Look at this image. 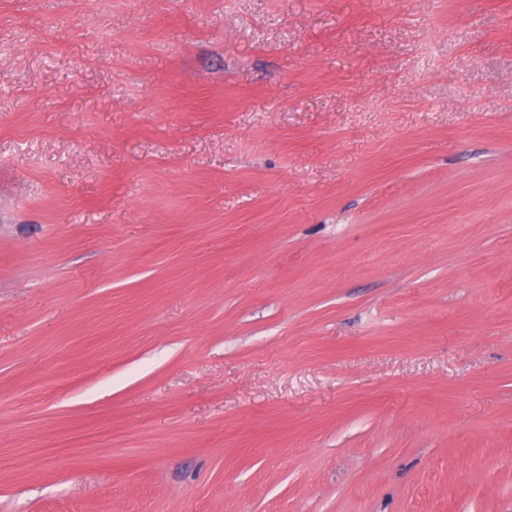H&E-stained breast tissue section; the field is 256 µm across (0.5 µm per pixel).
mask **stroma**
Segmentation results:
<instances>
[{
	"label": "stroma",
	"mask_w": 512,
	"mask_h": 512,
	"mask_svg": "<svg viewBox=\"0 0 512 512\" xmlns=\"http://www.w3.org/2000/svg\"><path fill=\"white\" fill-rule=\"evenodd\" d=\"M0 512H512V0H0Z\"/></svg>",
	"instance_id": "1"
}]
</instances>
